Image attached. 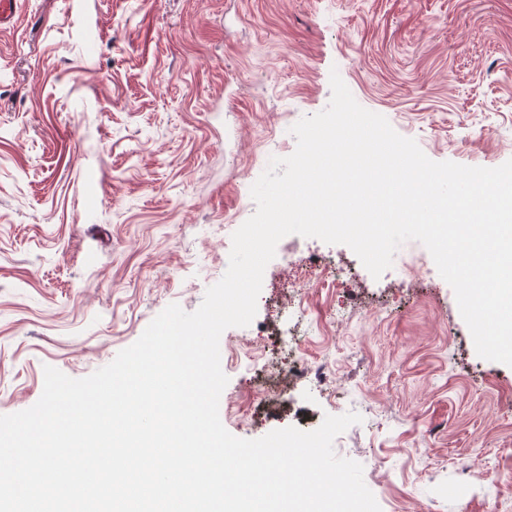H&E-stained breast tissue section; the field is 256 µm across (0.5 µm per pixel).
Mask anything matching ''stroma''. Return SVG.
<instances>
[{
	"mask_svg": "<svg viewBox=\"0 0 512 512\" xmlns=\"http://www.w3.org/2000/svg\"><path fill=\"white\" fill-rule=\"evenodd\" d=\"M334 69L431 160L512 159V0H18L0 29V415L38 401L44 366L85 377L169 304L200 306ZM296 243L352 280L297 288L275 257L265 333L228 328L222 354L286 357L288 293L330 378L271 405L226 369L243 413L224 427L256 439L353 411L334 449L382 512H512V367L477 355L428 250L405 243L376 279L348 246Z\"/></svg>",
	"mask_w": 512,
	"mask_h": 512,
	"instance_id": "1",
	"label": "stroma"
}]
</instances>
